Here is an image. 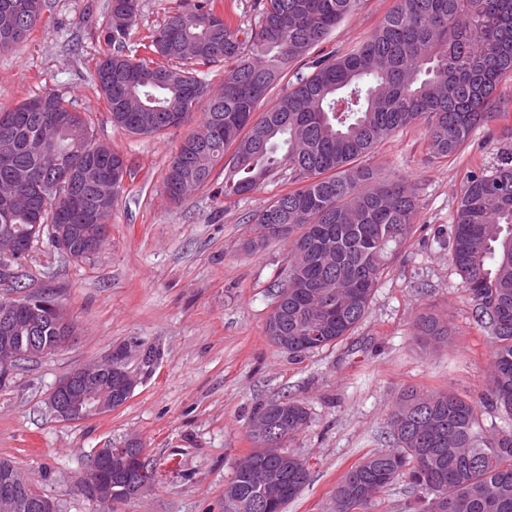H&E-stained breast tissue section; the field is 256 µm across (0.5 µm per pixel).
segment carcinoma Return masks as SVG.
<instances>
[{
    "label": "carcinoma",
    "mask_w": 512,
    "mask_h": 512,
    "mask_svg": "<svg viewBox=\"0 0 512 512\" xmlns=\"http://www.w3.org/2000/svg\"><path fill=\"white\" fill-rule=\"evenodd\" d=\"M32 0H0V42L9 50L35 27ZM359 0H259L255 27L242 30L217 8L196 0L167 17L148 48L170 65L130 55L137 0H109L95 84L113 122L135 135H160L203 110L200 129L179 146L164 190L183 199L211 179L219 164L229 170L224 197L247 195L269 176L288 169L298 187L254 213L246 249L273 238L270 224L288 231V301L269 317L267 335L288 336V354L302 356L335 345L364 317L380 280L412 234L418 196L404 178L381 180L368 164L375 147L414 123L426 127L436 159L458 152L472 130L497 111V90L512 77V0H396L395 7L357 49L338 57L318 48L351 15ZM301 61L288 92L269 110L256 108L283 73ZM224 64L217 88L198 66ZM53 110L72 113L67 129L45 124L24 101L0 111V139L15 141L0 158V209L28 188L15 182L55 176L43 156L61 155L77 175L75 206L44 202L41 221L72 224L93 234L88 216L109 217L120 194L107 204L98 173L110 166L127 173L124 157L94 144L87 121L65 94H44ZM31 211L17 204L7 223L21 231ZM448 259L459 271L474 306V321L491 332L489 383L473 398L455 390L401 392L390 413L393 446L365 458L336 487V512H373L377 496L407 478L422 496L411 512H512V424L486 425L487 406L512 421V153L491 171H470L456 210ZM324 324L316 341L306 336ZM448 323L427 312L415 323L423 344L448 341ZM288 440L308 426L310 414L288 400ZM255 448L246 460L262 472L288 473L277 496L261 512H284L308 481L309 467L294 458ZM254 474L237 469L228 486L240 512H253Z\"/></svg>",
    "instance_id": "carcinoma-1"
}]
</instances>
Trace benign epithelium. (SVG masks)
<instances>
[{
    "label": "benign epithelium",
    "instance_id": "7a95c632",
    "mask_svg": "<svg viewBox=\"0 0 512 512\" xmlns=\"http://www.w3.org/2000/svg\"><path fill=\"white\" fill-rule=\"evenodd\" d=\"M42 199L55 198L60 205L69 203L68 195L61 188L68 187L63 181L53 184L41 183ZM50 235L57 247L69 253L70 240L76 234V228L68 224L31 225L28 239L22 240L9 225L0 228V262L10 263L44 235ZM15 271L0 278V288L9 298L0 302V382L9 383L23 357H42L65 347L71 340L73 326L59 303L49 306L47 292L23 291L13 296V278ZM51 309L55 323L56 338L52 346L43 344L41 337L28 336L27 350H22L11 336V316L20 310L27 325L33 327L44 318V310ZM131 348L119 346L101 362L84 365L72 370L55 383L46 401L56 419L63 423H73L108 413L121 407L132 395L136 386L142 382L140 375L127 368ZM251 431L262 448L282 445L288 435L281 434L275 423L262 419L252 426ZM139 440L131 438L117 448H97L87 456L85 477L80 483L83 495L93 504H118L112 498V477L125 475L132 477L136 471L135 458L131 456ZM18 470H5L0 473V512H56L54 502L49 498H23L19 495L22 485L18 483ZM282 477L266 474L260 478L261 491L256 494L255 507L262 506L264 500L278 493Z\"/></svg>",
    "mask_w": 512,
    "mask_h": 512
}]
</instances>
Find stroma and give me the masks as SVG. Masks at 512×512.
<instances>
[{"mask_svg": "<svg viewBox=\"0 0 512 512\" xmlns=\"http://www.w3.org/2000/svg\"><path fill=\"white\" fill-rule=\"evenodd\" d=\"M193 0H138L128 46ZM108 0H47L42 20L15 49L0 52V109L64 91L88 119L96 142L124 155L123 190L108 219L110 235L92 258L72 261L40 241L23 268L29 289L52 285L73 322L69 345L25 364L0 388V458L24 472L57 512H93L77 489L88 455L138 437L156 475L142 497L115 512H224V487L253 448L249 420L261 405L303 402L308 427L289 442L310 465L309 480L285 512H336L343 475L389 448L387 419L400 393L453 389L479 396L488 383L492 346L473 319V305L448 259L457 202L473 168L493 169L512 151V78L499 89L502 115L478 126L460 150L436 159L426 128L394 133L372 157L382 177L416 189L413 236L374 293L368 312L343 341L295 357L274 345L266 324L288 271L287 241L243 251L249 217L288 190L280 172L245 197L226 199L223 167L184 204L163 181L190 121L161 137L132 135L112 121L94 84L105 48ZM396 0H360L327 37L344 55L380 25ZM437 311L452 327L440 347L414 338L420 313ZM152 345L153 375L112 412L75 423L57 421L50 388L114 347Z\"/></svg>", "mask_w": 512, "mask_h": 512, "instance_id": "obj_1", "label": "stroma"}]
</instances>
